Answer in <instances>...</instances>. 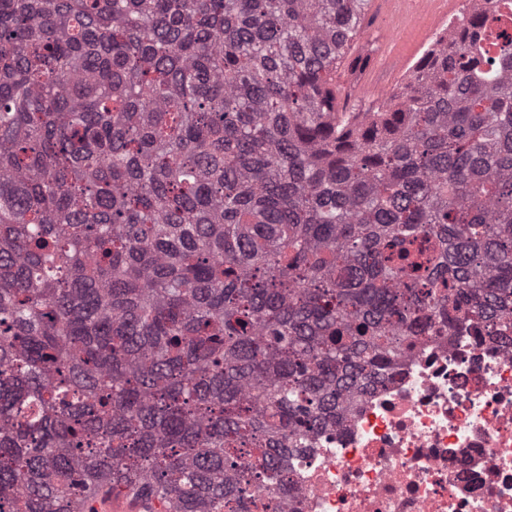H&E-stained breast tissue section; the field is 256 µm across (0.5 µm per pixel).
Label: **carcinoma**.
Listing matches in <instances>:
<instances>
[{
    "mask_svg": "<svg viewBox=\"0 0 512 512\" xmlns=\"http://www.w3.org/2000/svg\"><path fill=\"white\" fill-rule=\"evenodd\" d=\"M367 2L0 0V512H252L426 332L512 330V0L351 111ZM97 512H156V502L144 495L123 494L115 497L112 494H103L91 503Z\"/></svg>",
    "mask_w": 512,
    "mask_h": 512,
    "instance_id": "obj_1",
    "label": "carcinoma"
}]
</instances>
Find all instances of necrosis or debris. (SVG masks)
Wrapping results in <instances>:
<instances>
[{"instance_id":"4bbe7bcc","label":"necrosis or debris","mask_w":512,"mask_h":512,"mask_svg":"<svg viewBox=\"0 0 512 512\" xmlns=\"http://www.w3.org/2000/svg\"><path fill=\"white\" fill-rule=\"evenodd\" d=\"M283 478L257 512H512V336L467 319L428 334Z\"/></svg>"}]
</instances>
